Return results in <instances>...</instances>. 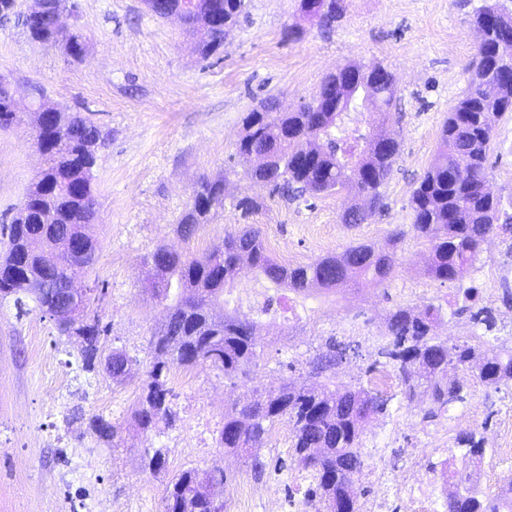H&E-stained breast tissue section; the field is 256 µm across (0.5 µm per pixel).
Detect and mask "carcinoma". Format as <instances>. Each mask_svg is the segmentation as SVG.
I'll return each instance as SVG.
<instances>
[{"instance_id":"cac0c4a2","label":"carcinoma","mask_w":512,"mask_h":512,"mask_svg":"<svg viewBox=\"0 0 512 512\" xmlns=\"http://www.w3.org/2000/svg\"><path fill=\"white\" fill-rule=\"evenodd\" d=\"M507 2L493 0L473 14L476 27L487 32L477 46L468 89L448 113L440 130L438 157L409 200L411 231L432 250L426 272L443 282L463 281L486 238L499 229L512 231V214L487 188L492 118L512 112V21L502 18L504 12L512 13ZM246 7V0H161L159 4L162 10L185 12L204 58L224 45V30L201 29L199 17L222 15L231 29ZM300 10L328 26L338 18L340 5L336 0H300ZM356 91L367 92L373 111L361 108ZM396 93L394 75L386 67L347 66L330 75L321 92L295 112H277L270 104L252 109L242 119L238 143L239 154L260 158L248 177L284 197L346 191L358 203L342 213L341 222L365 223L384 208L380 188L399 153V143L386 125V110ZM110 137V132L80 113L56 110L44 140L47 168L14 213L13 222L0 226V235L6 238L0 256V298H13L20 313L30 312L32 303L54 321L60 334L83 337L81 371L95 376L104 365L112 380L120 381L129 374L132 359L115 350L112 362L103 364L102 336L107 327L94 310L96 289L78 295L75 306L82 315L75 321L50 311L44 293L46 286L64 287L72 267L87 268L95 261L98 244L84 228L97 210L93 190L97 152L107 147ZM222 207L224 183L201 181L177 232L192 235ZM404 236L403 232L394 235L388 248L360 244L295 267L267 254L260 232L252 228L224 236L222 244L199 256L156 248L148 256L155 271L149 292L167 315L153 334V360L133 411L136 426L149 434L175 424L177 413L168 387L172 368L207 363L233 378L254 364L257 322L240 318L229 309L231 300L224 298L242 265L254 269L258 279L297 293L332 290L350 281L381 283L395 267L396 248ZM440 320L441 309L435 306L399 308L387 317L388 341L379 350L383 365L398 372L408 400L418 388H426L429 418L463 400V386L448 383L450 364L470 371L487 386L512 382V348L450 345L437 333ZM471 322L487 332L495 327L494 317L483 307L471 312ZM345 355L346 349L336 346L335 339L326 340L308 371V376L324 379L321 388L289 380L271 384L256 392L249 404L224 411L218 438L220 447L241 455L254 476L260 477L267 463L253 449L275 422L287 419L296 461L313 476L306 504L316 512H341L348 502L353 512H361L355 475L362 467L363 423L386 414L390 402L375 390L331 381L328 372ZM89 427L108 442L117 437L116 427L100 415L90 419ZM458 443L466 447L468 457L485 454L472 433L458 437ZM143 456L152 469L165 465L161 447L146 448ZM455 477L457 488L447 502L448 512H501L500 500L477 498L467 469L456 470ZM228 480L222 468L184 470L166 488L162 512H224V502L215 500L212 488Z\"/></svg>"}]
</instances>
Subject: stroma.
<instances>
[{
  "instance_id": "35a3bbf8",
  "label": "stroma",
  "mask_w": 512,
  "mask_h": 512,
  "mask_svg": "<svg viewBox=\"0 0 512 512\" xmlns=\"http://www.w3.org/2000/svg\"><path fill=\"white\" fill-rule=\"evenodd\" d=\"M483 3L343 0L339 21L324 28L300 15L298 0H248L246 16L223 48L204 59L182 20L155 16L145 0H78L77 17L63 19L65 31L80 34L85 44L78 58L61 45L33 40L19 20L31 0H16L12 14L0 19V77L21 92L18 121L0 129V220L15 213L46 165L33 141L31 89L110 131L93 171L98 206L87 228L99 250L91 267L76 270L73 285L100 288L94 307L108 329L104 347L126 352L134 365L121 382L105 373L87 376L75 337L60 335L47 315H21L12 302L0 303V512H91L97 500L111 504L112 512H161L165 489L178 474L217 466L230 477L216 489L224 512H264L257 503L242 506L238 490L249 469L218 446V431H211L208 449L185 447L190 413L220 423L225 409L249 402L270 383L304 379L319 346L342 338L348 322L360 330L352 339L357 352L337 362L336 380L370 386L387 342L386 318L399 306L441 307L440 336L456 326L461 340L512 347V302L483 296L489 285L484 266H507L512 257L481 252L462 283H443L425 272L429 243L407 232L410 195L437 156L441 127L468 85L479 40L471 19ZM349 64L383 65L399 97L390 126L400 151L382 187L386 207L354 226L341 221L351 203L346 194L298 200L270 194L248 178L250 163L237 150L245 112L263 102L295 110L317 95L325 77ZM489 164L491 192L512 201V112L494 123ZM204 178L226 180L224 208L195 236L181 238L176 226ZM243 196L257 202L246 219L235 208ZM247 225L259 229L269 253L294 267L351 245L385 244L399 229L406 235L383 283H352L306 299L280 292L287 320L261 329L248 374L228 379L198 365L195 382L172 389L175 426L143 435L130 414L150 362L149 340L166 314L146 290L152 270L144 258L160 245L200 255ZM470 286L477 290L475 306H490L497 318L496 329L480 339L463 311V290ZM388 395V414L364 427L362 470L395 483L402 478L397 449L411 446L438 461L425 429L444 425L449 439L465 431L483 440L512 415V384L495 389L469 381L463 401L433 418L415 410L401 383ZM473 405L477 417L456 424V415ZM96 415L119 426L116 445L92 432L89 420ZM149 445L163 448V469L144 462ZM259 454L267 477L280 479L284 494L305 507L313 479L290 444Z\"/></svg>"
}]
</instances>
